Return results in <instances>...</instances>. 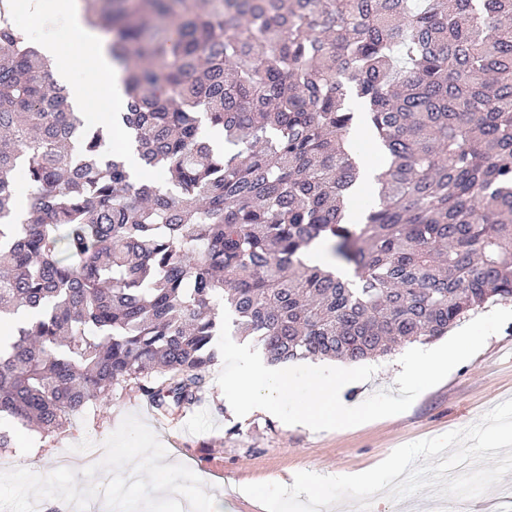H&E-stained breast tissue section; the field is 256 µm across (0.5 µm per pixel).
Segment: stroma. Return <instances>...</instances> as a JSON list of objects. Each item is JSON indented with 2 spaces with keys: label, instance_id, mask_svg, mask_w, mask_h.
I'll use <instances>...</instances> for the list:
<instances>
[{
  "label": "stroma",
  "instance_id": "stroma-1",
  "mask_svg": "<svg viewBox=\"0 0 512 512\" xmlns=\"http://www.w3.org/2000/svg\"><path fill=\"white\" fill-rule=\"evenodd\" d=\"M395 359L392 353L375 357L372 378L347 386L341 401L354 406L375 391H398L391 372ZM221 369V364L212 366L207 398L190 410H151L148 399L130 387L114 392L110 405L91 406L75 416L59 440L35 431L18 432L17 444L6 458L28 462L38 473L48 474L62 454L77 457L85 449L102 447L123 418L135 414L167 448V462L188 466L203 480L206 493L223 498L224 512H238L240 506L255 504L244 493V485H289L300 471L361 473L401 445L466 428L512 399V321L404 413L345 429L311 432L262 409L236 416L215 379Z\"/></svg>",
  "mask_w": 512,
  "mask_h": 512
}]
</instances>
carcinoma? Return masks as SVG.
I'll return each mask as SVG.
<instances>
[{
  "instance_id": "1",
  "label": "carcinoma",
  "mask_w": 512,
  "mask_h": 512,
  "mask_svg": "<svg viewBox=\"0 0 512 512\" xmlns=\"http://www.w3.org/2000/svg\"><path fill=\"white\" fill-rule=\"evenodd\" d=\"M80 2L124 69L107 129L0 15V454L131 383L200 402L222 307L281 364L512 300V0ZM358 121L383 167L348 220Z\"/></svg>"
}]
</instances>
